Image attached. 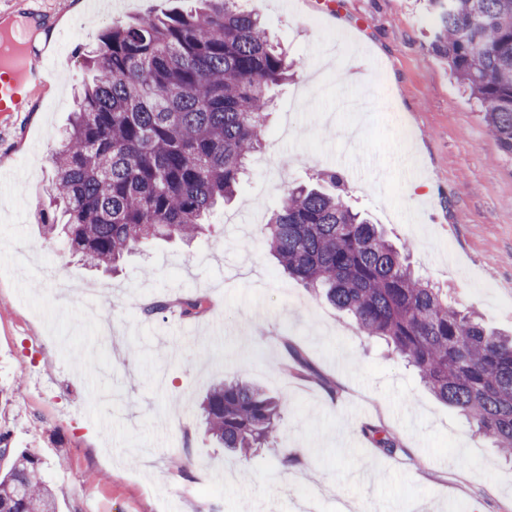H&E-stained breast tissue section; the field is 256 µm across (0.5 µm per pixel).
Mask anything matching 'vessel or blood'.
I'll list each match as a JSON object with an SVG mask.
<instances>
[{
  "instance_id": "b4317fda",
  "label": "vessel or blood",
  "mask_w": 512,
  "mask_h": 512,
  "mask_svg": "<svg viewBox=\"0 0 512 512\" xmlns=\"http://www.w3.org/2000/svg\"><path fill=\"white\" fill-rule=\"evenodd\" d=\"M19 27V35L0 34V69L8 67L15 74L13 83L0 84V112L24 111L26 100L21 94L22 87L30 80L41 82L46 78L40 54L31 49L34 37L29 20H22Z\"/></svg>"
}]
</instances>
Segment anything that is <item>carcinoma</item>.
Masks as SVG:
<instances>
[{"mask_svg":"<svg viewBox=\"0 0 512 512\" xmlns=\"http://www.w3.org/2000/svg\"><path fill=\"white\" fill-rule=\"evenodd\" d=\"M188 11L119 24L87 56L92 78L76 97L52 152L54 175L39 219L42 233L95 271L114 272L153 239L191 240L230 202L264 139L272 88L294 63L241 0H197ZM430 47L469 96L499 150L512 155V0H428ZM329 189L293 186L263 225L269 252L297 284L350 314L411 365L441 401L495 447L512 452V335L489 330L473 311L422 279L388 234L349 203L344 177L317 173ZM186 316L199 296L160 301ZM282 369L336 385L283 342ZM288 405L246 380L220 381L199 403L219 448L241 457L277 431ZM386 455L399 439L368 426ZM0 512H58L38 457L0 433Z\"/></svg>","mask_w":512,"mask_h":512,"instance_id":"1","label":"carcinoma"}]
</instances>
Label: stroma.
Masks as SVG:
<instances>
[{
	"label": "stroma",
	"mask_w": 512,
	"mask_h": 512,
	"mask_svg": "<svg viewBox=\"0 0 512 512\" xmlns=\"http://www.w3.org/2000/svg\"><path fill=\"white\" fill-rule=\"evenodd\" d=\"M182 0H0L52 33L48 80L25 112H0V431L41 460L59 512H512V462L415 370L322 297L277 275L260 230L288 186L333 169L353 205L408 245L423 278L512 331V157L437 58L424 0H256L296 63L236 200L192 244L164 241L114 276L45 238L36 214L84 54L112 25ZM202 296L196 317L141 311ZM336 382L330 395L281 368L283 339ZM245 379L286 399L268 447L217 448L198 404ZM371 423L402 449L379 453ZM304 454L300 471L283 456Z\"/></svg>",
	"instance_id": "35a3bbf8"
}]
</instances>
